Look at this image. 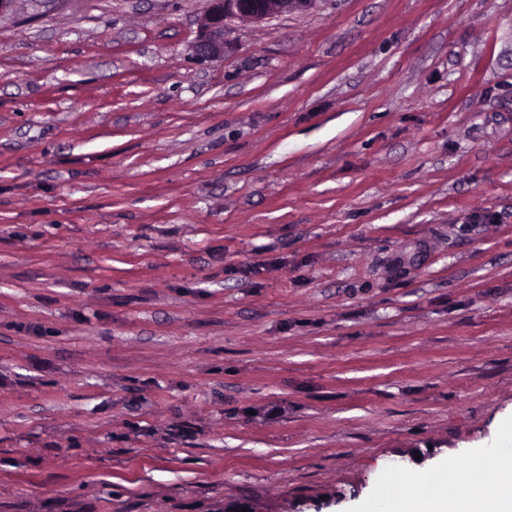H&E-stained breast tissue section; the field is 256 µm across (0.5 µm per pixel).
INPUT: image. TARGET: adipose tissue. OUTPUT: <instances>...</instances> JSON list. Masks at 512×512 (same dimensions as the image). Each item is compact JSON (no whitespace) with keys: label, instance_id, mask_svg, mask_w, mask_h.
I'll return each mask as SVG.
<instances>
[{"label":"adipose tissue","instance_id":"ef3b65f1","mask_svg":"<svg viewBox=\"0 0 512 512\" xmlns=\"http://www.w3.org/2000/svg\"><path fill=\"white\" fill-rule=\"evenodd\" d=\"M489 467L498 476L492 485L484 481ZM391 499V512H488L492 501L499 512H512V449L478 452L466 470L443 467L430 481L415 482L412 493H395Z\"/></svg>","mask_w":512,"mask_h":512}]
</instances>
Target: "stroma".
<instances>
[{"mask_svg":"<svg viewBox=\"0 0 512 512\" xmlns=\"http://www.w3.org/2000/svg\"><path fill=\"white\" fill-rule=\"evenodd\" d=\"M0 16V512H369L512 420V0ZM208 8L202 16L193 56L199 63L224 60V26L227 20L258 23L281 13L310 10L318 0H207Z\"/></svg>","mask_w":512,"mask_h":512,"instance_id":"obj_1","label":"stroma"}]
</instances>
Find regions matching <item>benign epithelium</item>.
<instances>
[{
	"label": "benign epithelium",
	"instance_id": "1",
	"mask_svg": "<svg viewBox=\"0 0 512 512\" xmlns=\"http://www.w3.org/2000/svg\"><path fill=\"white\" fill-rule=\"evenodd\" d=\"M196 40L193 56L200 63L224 60V26L238 19L258 23L276 14L310 10L318 0H208Z\"/></svg>",
	"mask_w": 512,
	"mask_h": 512
}]
</instances>
